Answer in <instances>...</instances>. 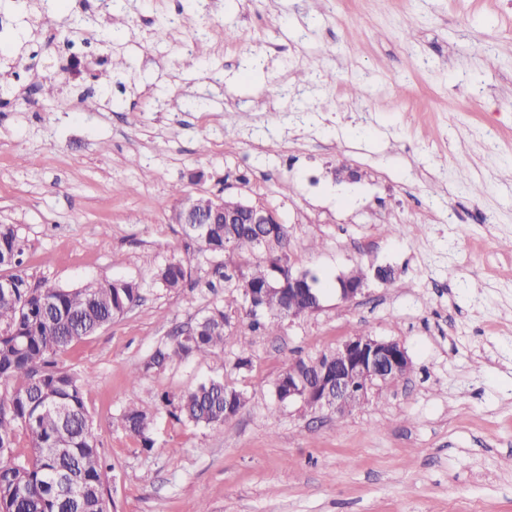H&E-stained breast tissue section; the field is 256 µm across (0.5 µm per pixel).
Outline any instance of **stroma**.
I'll return each mask as SVG.
<instances>
[{
  "instance_id": "stroma-1",
  "label": "stroma",
  "mask_w": 512,
  "mask_h": 512,
  "mask_svg": "<svg viewBox=\"0 0 512 512\" xmlns=\"http://www.w3.org/2000/svg\"><path fill=\"white\" fill-rule=\"evenodd\" d=\"M0 75L18 89L0 103V224L22 271L142 286L62 355L90 382L111 512H512V0H0ZM176 186L276 207L320 310L252 331L238 285L265 251L199 252L171 219ZM173 258L192 268L177 290L155 278ZM369 266L391 280L342 301L337 276ZM216 304L223 358L131 383ZM361 331L399 342L408 375L341 420L277 405L288 363ZM216 374L249 397L222 430L161 407ZM131 403L152 449L121 424Z\"/></svg>"
}]
</instances>
